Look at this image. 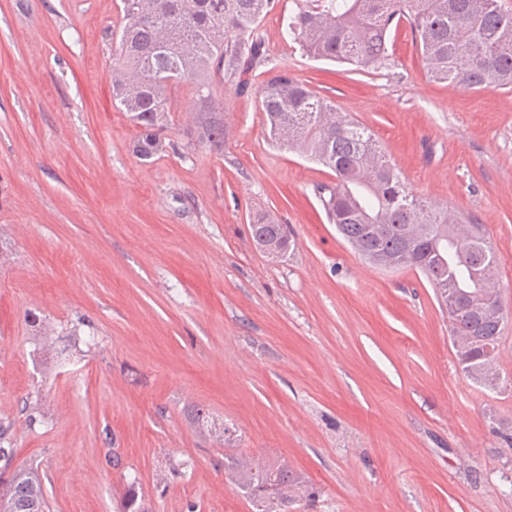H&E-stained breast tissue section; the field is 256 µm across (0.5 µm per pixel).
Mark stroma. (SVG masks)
<instances>
[{"instance_id": "stroma-1", "label": "stroma", "mask_w": 512, "mask_h": 512, "mask_svg": "<svg viewBox=\"0 0 512 512\" xmlns=\"http://www.w3.org/2000/svg\"><path fill=\"white\" fill-rule=\"evenodd\" d=\"M118 2L0 0V418L47 512H116L132 481L153 512H253L224 469L240 455L304 480L288 512H512V387L466 377L421 272L354 253L315 195L331 170L273 146L258 97L288 68L371 131L413 195L481 225L512 379V89L433 82L405 23L388 68L310 58L285 32L296 0H277L249 88H219L223 152L185 137L187 81L143 160L112 105ZM257 211L293 251L254 245Z\"/></svg>"}]
</instances>
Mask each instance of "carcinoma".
<instances>
[{
	"mask_svg": "<svg viewBox=\"0 0 512 512\" xmlns=\"http://www.w3.org/2000/svg\"><path fill=\"white\" fill-rule=\"evenodd\" d=\"M275 0H121L112 30V105L142 133L132 151L147 160L162 150L174 125L173 92L193 79L198 100L188 135L224 151V98L216 83L239 80L261 63L259 23ZM409 25L430 78L473 91L512 88V9L501 0H306L288 17L300 50L319 60L364 71L389 65L392 26ZM260 106L270 138L335 173L317 198L331 224L364 260L387 270L415 269L438 297L456 298L448 310L450 335L461 348L455 358L477 385L500 383L499 340L503 324L486 314L501 307L498 259L480 225L459 237L458 217L409 191L371 133L314 94L282 68L260 86ZM253 242L270 254L291 249L285 225L269 213L251 218ZM15 456L13 422L0 419V463ZM256 512H284L301 490L288 469L234 457L224 462ZM129 483L118 512H151ZM38 469L16 467L0 494V512H45Z\"/></svg>",
	"mask_w": 512,
	"mask_h": 512,
	"instance_id": "1",
	"label": "carcinoma"
}]
</instances>
